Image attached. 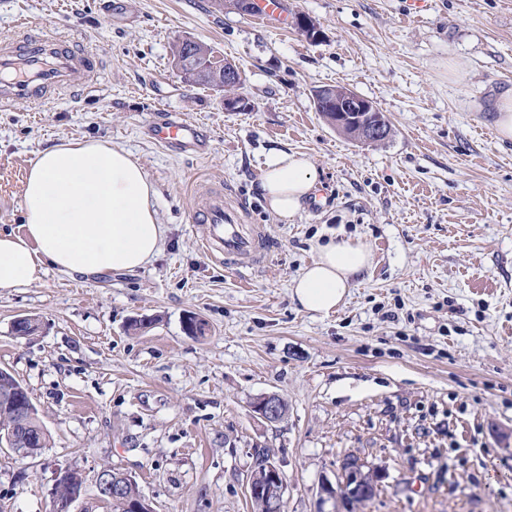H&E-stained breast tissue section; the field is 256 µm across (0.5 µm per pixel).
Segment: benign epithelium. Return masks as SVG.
Returning <instances> with one entry per match:
<instances>
[{"label": "benign epithelium", "instance_id": "benign-epithelium-1", "mask_svg": "<svg viewBox=\"0 0 512 512\" xmlns=\"http://www.w3.org/2000/svg\"><path fill=\"white\" fill-rule=\"evenodd\" d=\"M319 103L328 112L336 113V127L351 126L356 129L357 140L364 143H379L386 140L390 130L383 126L382 120H372L377 113L375 106L355 91L348 88H319L316 90ZM9 404L15 411V416H23L33 411V401L28 390L16 385L7 395ZM249 413L268 424L279 423L285 419L288 408L283 399L276 393H263L253 398L249 404ZM66 478V472L60 471L56 475L53 487L50 490V512H65L72 507L77 499L67 502L61 500L58 493L60 482ZM133 478L110 465H103L93 476V484L96 490V500L105 504L114 497H119L125 490L126 484ZM377 486V480H368L364 471V462L356 458H343L340 463V474L337 483L322 484L320 499H340L343 503L357 496V493L366 484ZM246 489L248 496L256 493L262 494L267 499V508L271 512H281L282 499L286 489V479L280 466L272 462L266 465L257 480L253 476L247 477Z\"/></svg>", "mask_w": 512, "mask_h": 512}]
</instances>
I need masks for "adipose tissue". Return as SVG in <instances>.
Instances as JSON below:
<instances>
[{"label":"adipose tissue","instance_id":"obj_1","mask_svg":"<svg viewBox=\"0 0 512 512\" xmlns=\"http://www.w3.org/2000/svg\"><path fill=\"white\" fill-rule=\"evenodd\" d=\"M319 186L311 157L277 151L260 188L275 215L291 219ZM156 189L125 149L100 140L39 150L22 197V233L0 234V289L27 287L48 271L92 277L146 266L160 252L165 228ZM361 241H329L294 280L292 297L308 313L329 315L369 266Z\"/></svg>","mask_w":512,"mask_h":512}]
</instances>
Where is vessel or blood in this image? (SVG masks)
Segmentation results:
<instances>
[{
  "mask_svg": "<svg viewBox=\"0 0 512 512\" xmlns=\"http://www.w3.org/2000/svg\"><path fill=\"white\" fill-rule=\"evenodd\" d=\"M17 33L0 43V108L25 102L40 106L75 87L95 89L102 71L100 55L66 37L33 34L26 20ZM149 135L175 155H203L209 141L196 124L177 116L148 126ZM237 209L225 206L221 195H212L207 206L194 208L189 220L212 227L204 241L206 250L221 253L227 264L242 268L259 266L269 248V238L259 229H244Z\"/></svg>",
  "mask_w": 512,
  "mask_h": 512,
  "instance_id": "1",
  "label": "vessel or blood"
}]
</instances>
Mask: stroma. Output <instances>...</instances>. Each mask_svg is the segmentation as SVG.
Wrapping results in <instances>:
<instances>
[{
  "mask_svg": "<svg viewBox=\"0 0 512 512\" xmlns=\"http://www.w3.org/2000/svg\"><path fill=\"white\" fill-rule=\"evenodd\" d=\"M288 29L210 0H0V39L18 19L98 50L96 90L0 110V232L21 231L27 172L65 140L111 142L143 165L165 226L160 253L132 272L0 290V368L30 393L50 444L0 449V512H48L56 473L101 464L131 475L155 512H252L256 447L286 481L287 512L321 501L352 454L383 473L357 512H512V141L488 105L512 87V0H287ZM310 18L308 38L297 22ZM239 68L249 105L172 64L182 38ZM346 87L387 118L366 144L316 111ZM198 121L206 155L172 156L147 128ZM299 151L320 187L283 220L260 193L272 151ZM223 186L272 247L238 270L206 252L198 181ZM367 243L370 266L336 312L300 309L291 282L329 240ZM204 336L186 334L188 314ZM37 318L36 335L13 333ZM147 328L129 331L132 320ZM275 392L286 418L250 415Z\"/></svg>",
  "mask_w": 512,
  "mask_h": 512,
  "instance_id": "1",
  "label": "stroma"
}]
</instances>
